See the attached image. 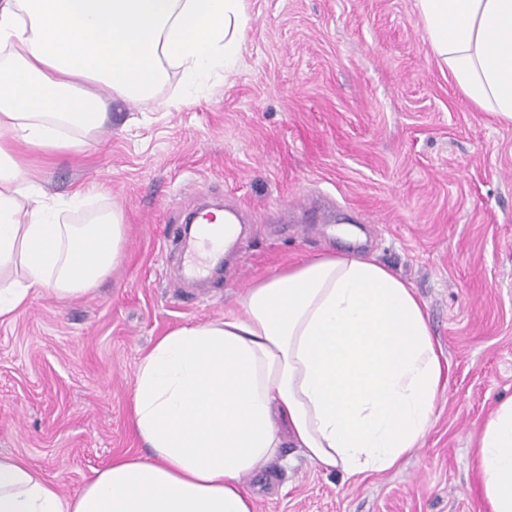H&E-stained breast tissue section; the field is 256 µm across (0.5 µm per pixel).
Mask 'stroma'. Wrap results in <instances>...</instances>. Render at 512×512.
I'll list each match as a JSON object with an SVG mask.
<instances>
[{"label":"stroma","instance_id":"35a3bbf8","mask_svg":"<svg viewBox=\"0 0 512 512\" xmlns=\"http://www.w3.org/2000/svg\"><path fill=\"white\" fill-rule=\"evenodd\" d=\"M243 62L192 104L179 72L155 96L104 92L111 127L31 155L50 194L98 186L66 214L118 208L120 264L95 293L37 295L0 318V452L78 494L112 459L146 453L131 422L142 353L185 323L238 310L252 284L327 249L364 252L425 301L448 389L420 448L345 477L285 448L255 512H487L481 427L512 396V124L479 110L430 53L413 0H248ZM235 210L222 273L182 274V219Z\"/></svg>","mask_w":512,"mask_h":512}]
</instances>
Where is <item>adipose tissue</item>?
I'll use <instances>...</instances> for the list:
<instances>
[{
	"instance_id": "ef3b65f1",
	"label": "adipose tissue",
	"mask_w": 512,
	"mask_h": 512,
	"mask_svg": "<svg viewBox=\"0 0 512 512\" xmlns=\"http://www.w3.org/2000/svg\"><path fill=\"white\" fill-rule=\"evenodd\" d=\"M431 52L480 110L512 123V0H414ZM247 0H0V318L37 294L96 291L122 257L112 208L59 217L87 195L40 193L25 166L95 136L110 121L90 90L152 98L170 70L194 101L238 67ZM448 388L414 288L374 258L325 253L256 281L237 312L182 324L141 357L133 427L148 455L123 456L74 497L0 454V512H255L246 477L282 448L348 477L397 468L420 447ZM488 512H512V397L478 446Z\"/></svg>"
}]
</instances>
